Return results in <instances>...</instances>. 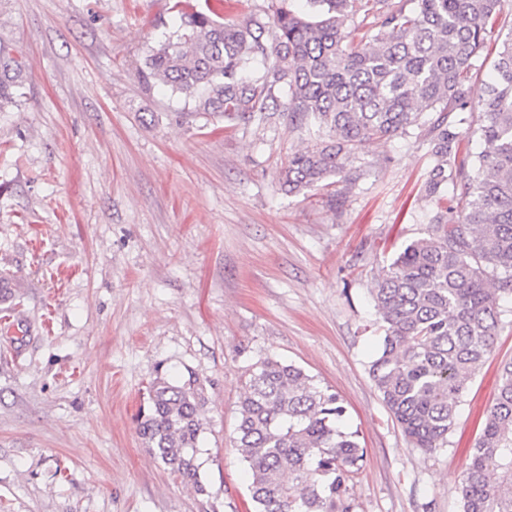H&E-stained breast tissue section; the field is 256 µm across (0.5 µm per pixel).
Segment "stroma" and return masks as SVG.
Returning a JSON list of instances; mask_svg holds the SVG:
<instances>
[{"label":"stroma","instance_id":"obj_1","mask_svg":"<svg viewBox=\"0 0 512 512\" xmlns=\"http://www.w3.org/2000/svg\"><path fill=\"white\" fill-rule=\"evenodd\" d=\"M172 0H0L29 69L0 112V512H254L233 444L247 369L274 357L342 400L364 450L354 512H461V479L512 360V298L447 444L414 447L369 365L371 295L434 213L428 119L352 154L362 178L291 194L324 139L287 113L215 123L139 70ZM205 396L198 493L137 414L157 367Z\"/></svg>","mask_w":512,"mask_h":512}]
</instances>
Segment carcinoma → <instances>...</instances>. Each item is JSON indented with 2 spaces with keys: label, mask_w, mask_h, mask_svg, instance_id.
Wrapping results in <instances>:
<instances>
[{
  "label": "carcinoma",
  "mask_w": 512,
  "mask_h": 512,
  "mask_svg": "<svg viewBox=\"0 0 512 512\" xmlns=\"http://www.w3.org/2000/svg\"><path fill=\"white\" fill-rule=\"evenodd\" d=\"M359 0H307L297 13L280 0L272 25L212 18L209 0L172 10V27L141 69L214 118L244 119L283 108L313 121L329 140L288 160L290 193L336 175L366 140L406 134L424 112L431 121L433 166L424 191L435 211L427 235L391 260L373 289L384 336L370 379L405 436L418 448L448 442L459 399L490 354L501 323L499 299L512 296V27L502 34L503 0H373L372 34L355 38ZM498 45L483 97L469 101L475 59ZM265 67L254 73L251 63ZM27 63L0 38V111L24 96ZM287 92L286 101L279 94ZM483 145L462 150L448 123L468 106ZM204 397L196 380L159 374L139 410L151 454L197 492ZM344 407L304 370L274 358L244 376L235 447L247 464L256 512H353L350 484L364 451L336 430ZM462 512H512V361L462 479Z\"/></svg>",
  "instance_id": "obj_1"
}]
</instances>
